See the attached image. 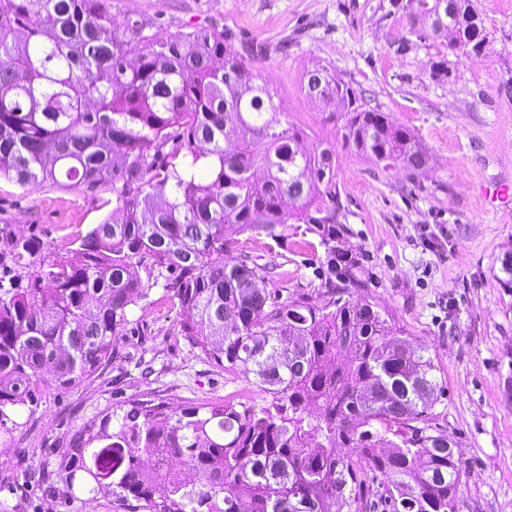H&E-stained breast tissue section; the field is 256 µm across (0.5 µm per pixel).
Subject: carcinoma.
I'll return each mask as SVG.
<instances>
[{
	"mask_svg": "<svg viewBox=\"0 0 512 512\" xmlns=\"http://www.w3.org/2000/svg\"><path fill=\"white\" fill-rule=\"evenodd\" d=\"M439 0H410L409 34L448 31ZM456 35L482 51L483 23L458 0ZM112 18L109 0H0V177L21 186L112 187V217L71 241L75 258L6 239L0 266V442L49 389L112 359L133 308L162 287L186 318L178 334L210 362L254 376L269 395L173 410L151 400L104 416L54 461L73 487L148 512H454L458 443L431 424L442 394L431 356L410 346L369 296L347 228L330 147L270 117L268 84L232 38L167 37ZM302 87L344 119L360 154L415 173L416 136L322 65ZM290 224L319 280L268 288L239 236L282 245Z\"/></svg>",
	"mask_w": 512,
	"mask_h": 512,
	"instance_id": "carcinoma-1",
	"label": "carcinoma"
}]
</instances>
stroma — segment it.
I'll return each mask as SVG.
<instances>
[{"label":"stroma","mask_w":512,"mask_h":512,"mask_svg":"<svg viewBox=\"0 0 512 512\" xmlns=\"http://www.w3.org/2000/svg\"><path fill=\"white\" fill-rule=\"evenodd\" d=\"M407 0H111L114 17L144 19L152 35L210 28L235 45L263 47L253 65L284 105L281 121L307 146H333L346 248L364 255L369 296L404 337L434 359L442 394L433 426L457 442L464 463L455 512H512V208L481 191L512 183V0H471L483 21L482 52L448 47L446 35L409 36ZM445 61L448 74L433 77ZM325 66L366 108L417 135L427 167L410 174L345 143L335 114L308 98L304 74ZM108 186H20L0 180V240L35 238L59 259L69 238L112 213ZM284 246L241 237L271 271L268 287H313L303 236ZM181 315L163 288L150 290L118 337L112 361L81 385L42 396L0 460V512H132L91 492L46 494L33 473L69 448L82 428L128 401L169 407L267 400L239 371L214 366L177 332Z\"/></svg>","instance_id":"35a3bbf8"}]
</instances>
